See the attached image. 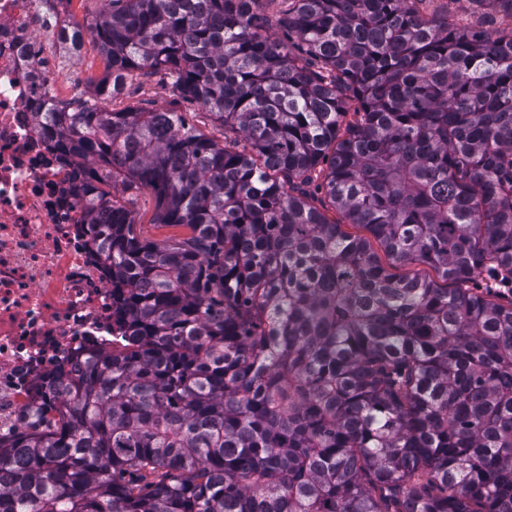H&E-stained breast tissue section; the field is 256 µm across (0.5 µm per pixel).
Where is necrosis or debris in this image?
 I'll return each mask as SVG.
<instances>
[{
  "label": "necrosis or debris",
  "mask_w": 512,
  "mask_h": 512,
  "mask_svg": "<svg viewBox=\"0 0 512 512\" xmlns=\"http://www.w3.org/2000/svg\"><path fill=\"white\" fill-rule=\"evenodd\" d=\"M70 5L0 0L1 434L23 426L59 371L118 345L112 284L77 191L83 168L61 164L34 118L53 96L47 47L73 27Z\"/></svg>",
  "instance_id": "1"
}]
</instances>
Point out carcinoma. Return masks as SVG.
Masks as SVG:
<instances>
[{
	"label": "carcinoma",
	"mask_w": 512,
	"mask_h": 512,
	"mask_svg": "<svg viewBox=\"0 0 512 512\" xmlns=\"http://www.w3.org/2000/svg\"><path fill=\"white\" fill-rule=\"evenodd\" d=\"M260 2L105 0L77 28L98 94L157 75L236 139L37 113L85 166L125 343L0 435V512H512V28H484L512 0L464 26L280 0L281 37ZM116 184L191 236L143 238Z\"/></svg>",
	"instance_id": "1"
}]
</instances>
